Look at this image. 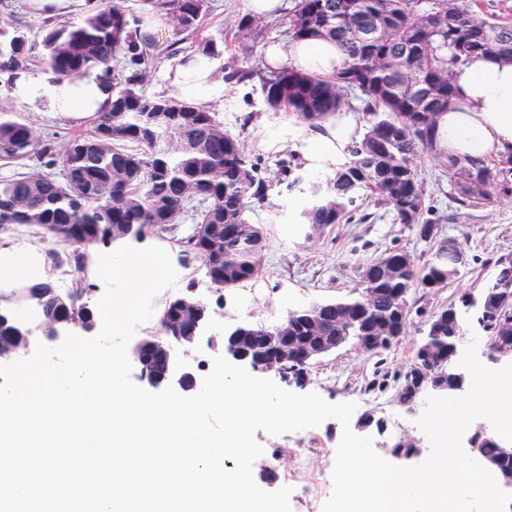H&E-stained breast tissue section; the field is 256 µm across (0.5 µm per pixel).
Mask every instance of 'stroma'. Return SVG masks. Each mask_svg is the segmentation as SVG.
Segmentation results:
<instances>
[{"label":"stroma","instance_id":"1","mask_svg":"<svg viewBox=\"0 0 512 512\" xmlns=\"http://www.w3.org/2000/svg\"><path fill=\"white\" fill-rule=\"evenodd\" d=\"M209 2L211 8L202 24L203 36L217 39L237 32L239 27L249 26V35L236 44V53L243 65H258L268 42L288 36L287 17L251 20L244 12V0ZM44 25V18L27 11L24 0H0V27L22 30L31 55L38 58L44 53ZM227 97L226 103L213 104V112L226 130L240 135L251 156L260 159V177L273 183L267 200L255 205L252 213L254 223L265 226L267 241L261 274L245 283L251 291L250 298L243 300L233 294L220 297L212 288L203 264L185 255L171 239L150 233L135 243L139 249L149 246L166 249L180 272L175 282L179 294L201 298L207 302L211 314H223L222 323H209V334H223L226 328L236 324H273L284 318L289 309L347 296L355 284L357 267L387 248H404L420 262L428 258L429 242L420 240L415 229L396 223L388 208L370 203L358 207L359 213L368 214L366 223L333 224L313 239H305L303 229L289 219L298 191L287 184L276 183L278 153L263 146L270 134L287 135V113L269 110L256 86L230 88ZM0 107L32 123L42 135L72 128L63 117L37 111L20 101L3 82H0ZM416 173L426 192L427 220L435 223L438 238H454L465 257L452 284L423 294L422 305L437 309L457 301L461 294L478 293L483 282L493 274L495 261L502 256L512 257V196L496 199L477 209H464L455 201V187L445 167L425 156L418 160ZM63 247V242L34 227L29 228L22 239L9 229L0 228L1 252L33 253L43 258ZM420 338L417 327H409L400 343L381 360L354 346H346L313 367L303 385L286 381L282 387L294 393L315 392L331 403H354L359 414L374 412L386 422L385 439L404 434L424 439L416 418L398 404L394 382H387L380 389L369 387L377 374L406 370ZM256 439L262 447L274 450L279 463L274 467L253 465V476L262 489L277 490L284 485L282 470L293 464L295 453L305 445L306 435L300 430L272 436L260 430Z\"/></svg>","mask_w":512,"mask_h":512}]
</instances>
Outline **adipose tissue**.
<instances>
[{"label": "adipose tissue", "mask_w": 512, "mask_h": 512, "mask_svg": "<svg viewBox=\"0 0 512 512\" xmlns=\"http://www.w3.org/2000/svg\"><path fill=\"white\" fill-rule=\"evenodd\" d=\"M344 59L340 44L328 38L275 42L265 50L268 67L287 65L321 77L334 76ZM219 64V58L196 54L175 65L168 76L170 96L191 97L204 106L223 101L226 86L214 78ZM454 81L456 96L437 117L439 152L448 158L480 159L488 164L512 158V56L473 59L457 69ZM14 91L20 100L38 103L43 111L65 115L79 124L88 123L112 102V86L99 70L59 80L23 73ZM292 128L291 151L301 171L312 178L347 164L351 146L363 134L357 115L346 108L318 125L298 120Z\"/></svg>", "instance_id": "ef3b65f1"}]
</instances>
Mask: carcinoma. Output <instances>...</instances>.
Returning <instances> with one entry per match:
<instances>
[{"instance_id":"cac0c4a2","label":"carcinoma","mask_w":512,"mask_h":512,"mask_svg":"<svg viewBox=\"0 0 512 512\" xmlns=\"http://www.w3.org/2000/svg\"><path fill=\"white\" fill-rule=\"evenodd\" d=\"M475 2L432 0L423 10L421 0H297L289 38L326 36L339 42L347 59L336 76L304 74L290 66L253 69L234 57L225 64V82L259 80L270 109H285L304 122L323 121L345 105L360 104L364 134L348 165L323 180H293L303 184L295 223L306 229V239L350 220L364 196L389 208L397 223L414 227L420 239L436 238L435 224L424 219L425 189L414 164L424 153L438 156L436 116L455 95L454 67L479 56L512 55V22L480 18L471 7ZM157 6L177 20V33L189 38L209 11L208 0H159ZM26 45L19 30H0V71L10 82L14 73L33 65ZM43 46L46 64L61 79L104 68L112 82V104L91 124L110 135L109 146L96 148L91 134L42 136L1 108L0 227L27 225L55 238H89L105 246L123 241L134 227L142 236H170L204 264L209 279L224 281L226 290L256 278L266 233L252 222L251 203L264 201L271 184L259 177L244 141L224 129L215 113L191 99L141 91L157 60L155 37L137 29L116 0H103L81 24L47 28ZM394 55L403 56V68L417 80L444 82L431 113L418 111L404 75L384 65ZM445 163L455 187L466 178L480 182L475 193L458 192L463 207L512 195V160L493 167L472 159ZM435 247V258L422 264L403 248H388L358 267L348 296L289 310L286 335L296 337L297 354L288 359V375L300 379L310 371L305 347L353 345L374 322L402 321L406 295L442 282L455 263L448 241ZM495 288L512 290L511 257L495 263L481 291ZM86 291L77 281L62 314L93 318L82 302ZM178 302L174 297L164 307V341L180 326ZM415 315L435 353L432 367L450 378L469 376L459 365L464 320L485 334L491 350L503 335L501 322H489L469 293L438 310L420 306ZM278 328L277 323L241 324L236 343L261 360ZM410 373L394 375L398 403L409 411L417 404L404 390ZM478 448L483 462L512 467L511 445L484 439Z\"/></svg>"}]
</instances>
